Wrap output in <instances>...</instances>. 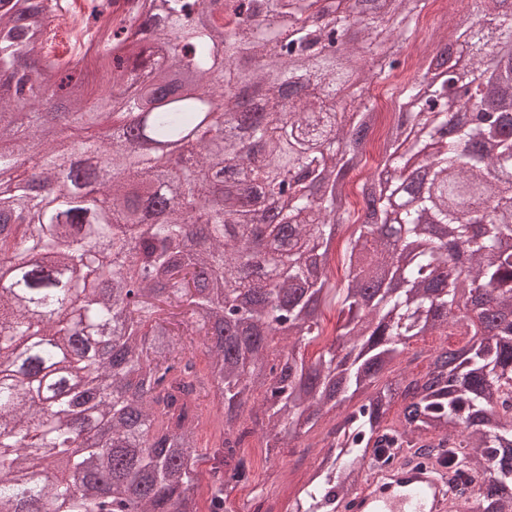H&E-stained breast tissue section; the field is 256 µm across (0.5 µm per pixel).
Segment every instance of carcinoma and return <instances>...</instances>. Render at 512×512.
Segmentation results:
<instances>
[{
	"mask_svg": "<svg viewBox=\"0 0 512 512\" xmlns=\"http://www.w3.org/2000/svg\"><path fill=\"white\" fill-rule=\"evenodd\" d=\"M111 2L86 18L94 55L62 63L38 47L58 0H0V512H200L203 459L207 512H228L252 476L243 448L255 429L241 423L251 401L269 452L340 409L296 512H337L384 448H445L472 485L468 512H512V10L494 32L511 48L493 80L499 115L474 124L462 112L459 88L483 93L469 78L480 38L462 19L447 51L466 63L426 84L435 57L425 56L422 74L396 87L384 160L362 188L361 210L371 200L379 210L350 224L344 179L368 165L377 112L370 96L347 107L336 93L390 77L416 33L390 20L420 14L422 0H375L351 50L369 66L326 49L347 25L345 0H145L101 26ZM328 7V28L308 25ZM250 58L285 80L309 75L288 117L265 70L235 65ZM245 83L266 85L249 143L226 134L238 113L213 102ZM52 98L66 110L40 111ZM132 115L144 138L189 147L196 170L176 179L141 152ZM108 121L110 143L70 138ZM419 157L426 179L407 196L384 174ZM21 159L31 177L16 180ZM264 191L282 207L265 227L266 271L244 283L239 243ZM344 227L349 273L333 284ZM241 288L252 304L228 308ZM473 326L463 356L385 378L417 359L418 338ZM310 346L313 360L301 353ZM206 400L224 430L202 459ZM100 419L112 424L106 443L75 452L79 426Z\"/></svg>",
	"mask_w": 512,
	"mask_h": 512,
	"instance_id": "1",
	"label": "carcinoma"
}]
</instances>
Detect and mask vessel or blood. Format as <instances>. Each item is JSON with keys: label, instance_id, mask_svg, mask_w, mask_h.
Returning <instances> with one entry per match:
<instances>
[{"label": "vessel or blood", "instance_id": "vessel-or-blood-1", "mask_svg": "<svg viewBox=\"0 0 512 512\" xmlns=\"http://www.w3.org/2000/svg\"><path fill=\"white\" fill-rule=\"evenodd\" d=\"M446 472L431 465L401 464L366 471L344 512H461Z\"/></svg>", "mask_w": 512, "mask_h": 512}]
</instances>
